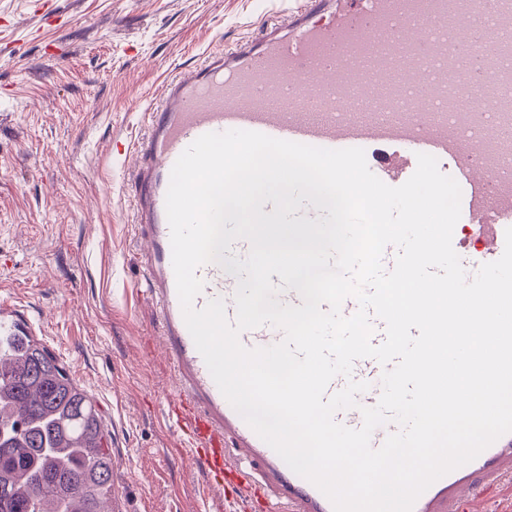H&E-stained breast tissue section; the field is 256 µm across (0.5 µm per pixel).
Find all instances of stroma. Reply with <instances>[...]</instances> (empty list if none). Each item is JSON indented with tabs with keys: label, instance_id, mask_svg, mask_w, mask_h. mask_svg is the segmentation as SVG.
Here are the masks:
<instances>
[{
	"label": "stroma",
	"instance_id": "obj_1",
	"mask_svg": "<svg viewBox=\"0 0 512 512\" xmlns=\"http://www.w3.org/2000/svg\"><path fill=\"white\" fill-rule=\"evenodd\" d=\"M0 0V297L96 402L125 512H225L169 417L175 393L132 224L164 76L296 0Z\"/></svg>",
	"mask_w": 512,
	"mask_h": 512
}]
</instances>
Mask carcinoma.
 Wrapping results in <instances>:
<instances>
[{
	"label": "carcinoma",
	"instance_id": "carcinoma-1",
	"mask_svg": "<svg viewBox=\"0 0 512 512\" xmlns=\"http://www.w3.org/2000/svg\"><path fill=\"white\" fill-rule=\"evenodd\" d=\"M0 512H112V453L93 400L30 335L0 338Z\"/></svg>",
	"mask_w": 512,
	"mask_h": 512
}]
</instances>
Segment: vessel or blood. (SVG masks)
<instances>
[{"label": "vessel or blood", "instance_id": "1", "mask_svg": "<svg viewBox=\"0 0 512 512\" xmlns=\"http://www.w3.org/2000/svg\"><path fill=\"white\" fill-rule=\"evenodd\" d=\"M512 0H298L282 20L230 47L206 52L197 65L166 76L134 147V235L158 317V338L179 398L189 457L241 512H334L331 501L297 475L232 407L215 383L184 321L172 267L166 195L173 166L203 134L228 130L326 149L370 152L381 179L412 175L421 153L443 163L461 188V217L475 224L482 249L461 257L466 271L496 261L512 226V135L494 137L484 123L464 126L448 101L487 88L475 109L492 116L512 100ZM203 282L193 305L222 299L235 320L237 277L219 264L198 268ZM283 338L264 324L242 331L248 348ZM383 366L357 360L351 377L367 383L357 407L336 422L363 424L375 406ZM512 500V433L447 473L415 501L413 512H486L491 497Z\"/></svg>", "mask_w": 512, "mask_h": 512}]
</instances>
